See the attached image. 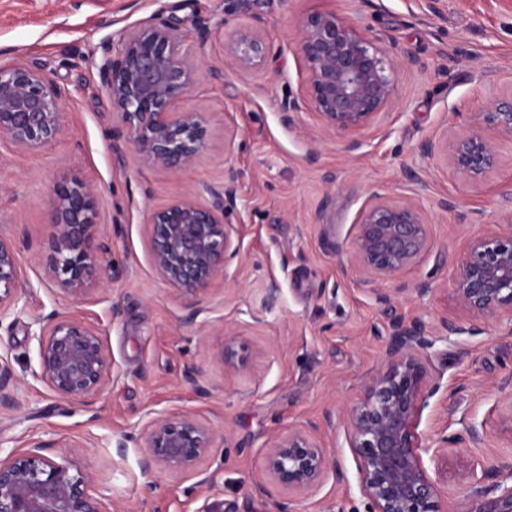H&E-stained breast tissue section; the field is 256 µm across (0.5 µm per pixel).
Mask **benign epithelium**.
Instances as JSON below:
<instances>
[{
	"mask_svg": "<svg viewBox=\"0 0 512 512\" xmlns=\"http://www.w3.org/2000/svg\"><path fill=\"white\" fill-rule=\"evenodd\" d=\"M265 21L251 23L232 35L228 53L242 70L258 68L270 46L262 35ZM99 80L121 126L114 135L127 139L140 162L171 173L191 168L205 148L206 113L175 111L196 82L206 76L189 38L159 15L123 31L118 47L102 46ZM293 52L305 74L299 93L282 101V120L290 125L301 112H314L323 129L355 151L353 135L392 100L399 65L421 66L415 50L393 54L380 41L359 31L334 11L298 19ZM61 88L46 73L19 63L0 65V142L37 151L62 131ZM512 139V95L473 115V126L442 144L427 141L422 151L442 154L466 180H478L498 164L495 139ZM239 172L224 169L222 206L189 196L174 199L149 214L151 260L157 275L181 298L193 302L187 317L193 324L206 309L201 298L238 255L232 225L224 212L236 206ZM54 235L44 256V269L67 297L83 298L103 288L110 266L108 243L94 231L92 191L75 181L55 188ZM428 247L427 222L411 201L387 202L370 194L360 213L353 241V260L373 281L392 280L413 265ZM15 238L0 232V318L14 312L29 284L22 278ZM453 289L472 317L469 328L448 318L440 321L446 335H479L482 321L507 319L512 324V215L499 231L473 237L457 266ZM433 286L421 281L400 285L396 294L426 295ZM392 293V294H394ZM392 294L380 292L385 304ZM39 368L60 399L89 402L112 379V357L94 325L54 310L39 319ZM429 345L424 325L404 314L388 324L381 368L366 385L345 418L348 447L358 462L367 512H448L424 456L448 442L476 445L483 432L474 426L454 440L430 441L418 432L425 398L434 391L421 356ZM15 378L8 358L0 356V409L15 404ZM216 432L191 412L146 420L129 435L144 448L141 471L148 482L169 471L198 478L212 486L213 475L201 463L216 447ZM24 451L0 458V512H112V503L91 487L86 460L55 461L42 454L47 444L24 441ZM265 478L255 491L269 499V512H288L268 486L304 495L328 477L344 480L341 468L316 436L302 429L278 435L266 448ZM486 475L471 473L467 512H512V484L485 485Z\"/></svg>",
	"mask_w": 512,
	"mask_h": 512,
	"instance_id": "benign-epithelium-1",
	"label": "benign epithelium"
}]
</instances>
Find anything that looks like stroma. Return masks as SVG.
<instances>
[{
	"mask_svg": "<svg viewBox=\"0 0 512 512\" xmlns=\"http://www.w3.org/2000/svg\"><path fill=\"white\" fill-rule=\"evenodd\" d=\"M324 10L423 61L396 70L392 101L357 132L353 152L313 112L291 125L281 120V100L304 80L295 20ZM158 12L191 36L201 18L210 26L194 45L209 75L179 104L206 112L207 145L178 174L141 163L129 142L113 137L120 120L98 76L103 43ZM254 15L267 22L270 51L263 66L244 71L229 59V37ZM14 63L41 69L66 95L55 142L37 152L0 144V231L15 237L29 284L17 310L0 319V355L17 383L14 407L0 410L1 457L33 436L51 459L87 458L94 488L115 512H268L253 488L266 448L288 428L317 423L346 479L292 496L291 512H365L344 419L380 367L390 316L402 312L429 334L423 361L437 391L426 399L420 432H484V443L449 448L429 464L450 512H465L471 472L500 481V465H512V326L489 319L482 334L448 336L439 321H471L452 278L468 240L512 215V141L498 140V166L476 181L420 146L463 132L473 104L512 93V0H250L246 16L232 0H0V65ZM228 162L240 179L227 221L242 248L227 280L208 290L201 328L187 323L186 301L152 268L147 219L180 196L213 202ZM70 178L91 188L95 233L111 248V280L83 299L63 298L38 260L54 233L53 188ZM374 190L389 202L412 198L429 235L421 258L381 290L428 279L430 294L381 304L351 263L359 212ZM445 197L458 211L440 208ZM55 309L105 336L112 379L93 407L59 399L39 376V320ZM226 349L233 365L221 358ZM187 364L200 368L208 398L185 380ZM180 411L220 436L202 463L212 488L167 471L147 483L142 449L123 440L134 425Z\"/></svg>",
	"mask_w": 512,
	"mask_h": 512,
	"instance_id": "35a3bbf8",
	"label": "stroma"
}]
</instances>
